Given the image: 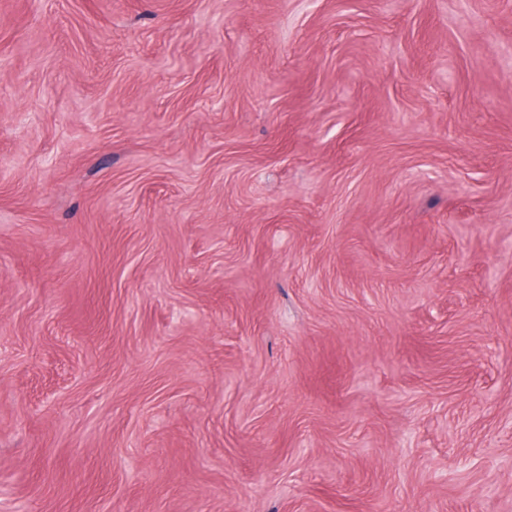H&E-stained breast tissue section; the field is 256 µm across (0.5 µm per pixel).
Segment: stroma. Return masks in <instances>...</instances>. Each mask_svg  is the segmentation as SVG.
Here are the masks:
<instances>
[{"label": "stroma", "instance_id": "obj_1", "mask_svg": "<svg viewBox=\"0 0 512 512\" xmlns=\"http://www.w3.org/2000/svg\"><path fill=\"white\" fill-rule=\"evenodd\" d=\"M9 512H512V0H0Z\"/></svg>", "mask_w": 512, "mask_h": 512}]
</instances>
